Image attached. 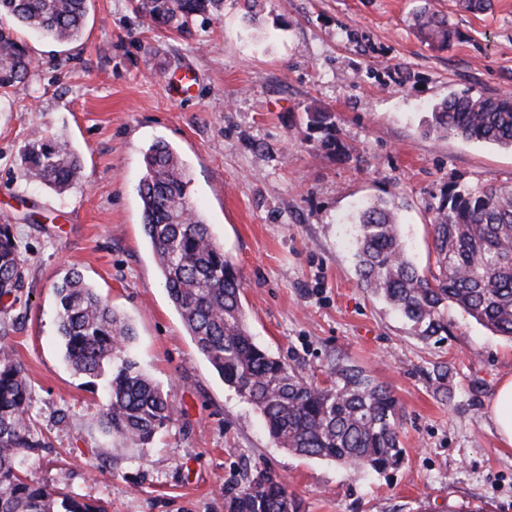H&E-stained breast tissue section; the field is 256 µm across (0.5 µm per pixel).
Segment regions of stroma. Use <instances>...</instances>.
Here are the masks:
<instances>
[{
    "instance_id": "obj_1",
    "label": "stroma",
    "mask_w": 512,
    "mask_h": 512,
    "mask_svg": "<svg viewBox=\"0 0 512 512\" xmlns=\"http://www.w3.org/2000/svg\"><path fill=\"white\" fill-rule=\"evenodd\" d=\"M224 0L190 35L148 25L129 0H88L80 37L55 43L19 29L33 64L0 97V219L25 260L21 302L0 311L30 386L29 414L50 447L30 457L33 482L106 512H224V495L267 470L302 512H512V446L485 407L512 376V340L456 307L440 342L412 335L355 273L352 222L383 204L408 253L434 264L432 222L449 189L512 186V150L424 133L449 93H512V0L482 13L459 0ZM446 18L445 47L417 17ZM196 81L181 97L172 79ZM334 114L331 131L311 122ZM51 131L78 154L61 194L26 182L20 155ZM335 138L327 147L326 138ZM171 145L189 195L238 267L256 341L325 380L354 364L398 401L403 462L382 474L277 447L261 417L213 371L185 332L142 228L143 156ZM77 269L132 321V357L169 392L174 423L142 447L96 423L103 382L62 358L53 287ZM453 372L436 395L434 367Z\"/></svg>"
}]
</instances>
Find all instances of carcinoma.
Returning <instances> with one entry per match:
<instances>
[{"instance_id": "1", "label": "carcinoma", "mask_w": 512, "mask_h": 512, "mask_svg": "<svg viewBox=\"0 0 512 512\" xmlns=\"http://www.w3.org/2000/svg\"><path fill=\"white\" fill-rule=\"evenodd\" d=\"M224 0H138L151 25L191 33L199 16ZM87 0H0V89L28 75L27 46L16 27L57 43L76 39ZM441 44L452 38L434 15L420 23ZM427 132L512 148V93L453 94L435 105ZM138 187L143 229L168 297L210 366L264 419L280 448L352 470L382 473L404 459L398 401L391 388L351 364H338L324 382L271 354L249 330L236 265L213 239L189 199L190 179L165 143L144 157ZM23 176L63 193L80 161L67 140L33 138L21 156ZM356 268L361 283L381 297L420 338L448 334L453 304L495 335L512 338V188L451 189L433 220L435 268L421 272L408 257L397 217L382 206L363 209L357 223ZM25 269L13 225L0 224V297L22 299ZM58 335L65 362L78 374L106 378L107 403L97 417L113 439L141 445L176 419L174 400L128 355L134 329L77 271L54 287ZM30 384L23 365L0 336V512H106L100 505L31 482L23 463L47 443L29 416ZM288 484L260 470L224 495V512H300Z\"/></svg>"}]
</instances>
